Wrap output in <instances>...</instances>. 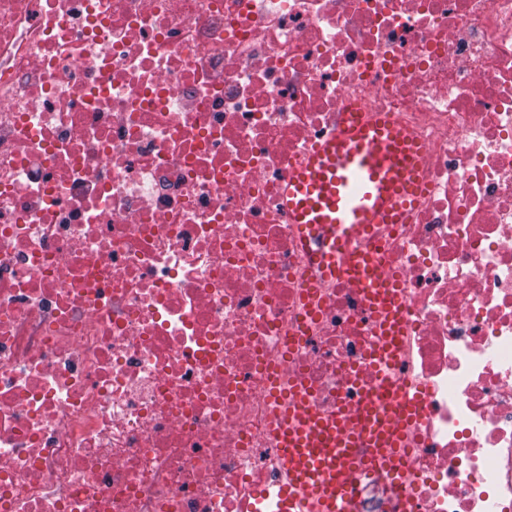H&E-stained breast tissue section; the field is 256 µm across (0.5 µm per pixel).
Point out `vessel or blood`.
Wrapping results in <instances>:
<instances>
[{
    "label": "vessel or blood",
    "mask_w": 512,
    "mask_h": 512,
    "mask_svg": "<svg viewBox=\"0 0 512 512\" xmlns=\"http://www.w3.org/2000/svg\"><path fill=\"white\" fill-rule=\"evenodd\" d=\"M423 152L397 127L343 122L288 179L286 212L301 225L320 276L344 275L361 288L364 305L382 336L379 355L397 354L404 320L400 291L371 250L361 248L372 227L397 224L423 185ZM421 407L418 395L379 382L371 421L358 425L326 418L300 399L280 441L284 483L278 495L288 512H344L355 498L357 476L388 473L387 491L402 500V459L393 454L404 427Z\"/></svg>",
    "instance_id": "b4317fda"
}]
</instances>
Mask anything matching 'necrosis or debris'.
Wrapping results in <instances>:
<instances>
[{"label":"necrosis or debris","instance_id":"necrosis-or-debris-1","mask_svg":"<svg viewBox=\"0 0 512 512\" xmlns=\"http://www.w3.org/2000/svg\"><path fill=\"white\" fill-rule=\"evenodd\" d=\"M344 113L424 148L382 367L284 212ZM381 378L424 414L355 512H512V0H0V512H280L282 395Z\"/></svg>","mask_w":512,"mask_h":512}]
</instances>
